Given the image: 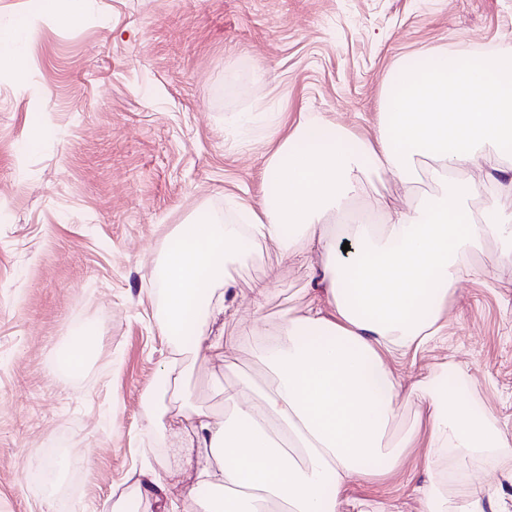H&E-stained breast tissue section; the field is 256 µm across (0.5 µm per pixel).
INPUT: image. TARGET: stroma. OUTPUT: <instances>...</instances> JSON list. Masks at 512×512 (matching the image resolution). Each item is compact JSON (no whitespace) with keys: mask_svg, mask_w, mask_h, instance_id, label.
I'll return each instance as SVG.
<instances>
[{"mask_svg":"<svg viewBox=\"0 0 512 512\" xmlns=\"http://www.w3.org/2000/svg\"><path fill=\"white\" fill-rule=\"evenodd\" d=\"M80 24L0 0V30L29 20L0 69V512H192L184 450L195 411L223 417L239 374L271 378L243 340L238 367L197 360L167 374L163 292L149 276L179 224L233 221L259 206L268 127L322 115L367 137L382 120L387 78L402 58L512 49V0H84ZM246 141L247 150L233 149ZM472 277L448 299V334L395 371L404 384L445 360L457 391L494 427L512 430V262L486 242ZM235 302L224 335L254 318L303 308L309 262L272 245L229 265ZM272 292L261 313L254 282ZM97 338L75 377L62 354L77 332ZM417 426L397 473L354 478L348 497L419 512L415 489L437 478L426 402H398L395 428ZM55 457L83 478L66 508L29 470Z\"/></svg>","mask_w":512,"mask_h":512,"instance_id":"1","label":"stroma"}]
</instances>
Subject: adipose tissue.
I'll return each instance as SVG.
<instances>
[{
  "label": "adipose tissue",
  "mask_w": 512,
  "mask_h": 512,
  "mask_svg": "<svg viewBox=\"0 0 512 512\" xmlns=\"http://www.w3.org/2000/svg\"><path fill=\"white\" fill-rule=\"evenodd\" d=\"M382 110L370 137L318 116L283 135L265 161L274 191L259 210L240 224L179 225L150 271L164 292L159 327L176 352L167 369L179 373L187 351L235 366L237 342L204 330L199 318L224 316L226 260L246 258V241L287 256L314 251L321 260L315 285L323 297L263 333L259 355L273 384L260 393L252 378L239 377L226 392L224 418L197 415L198 439L212 455L197 465L196 512H344L355 476L396 471L410 439L391 431L404 388L389 360L445 335L448 297L484 240L512 258V210L499 204L512 194V174L499 165L512 151V52H443L398 64ZM423 159L432 162L434 194L386 210L379 224L350 221L367 187L394 180L412 188ZM457 215L464 223H454ZM344 221L345 236L331 232ZM420 391L431 407L430 446L449 478L466 473L479 449L512 456V436L449 398L447 386L425 380ZM504 497L502 486L482 483L451 504L431 481L420 489V512H504Z\"/></svg>",
  "instance_id": "obj_1"
}]
</instances>
